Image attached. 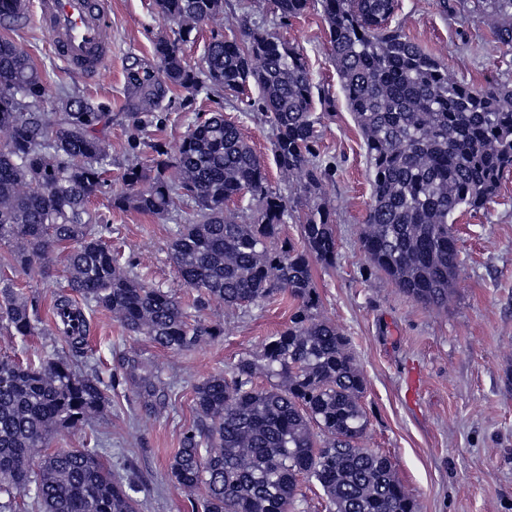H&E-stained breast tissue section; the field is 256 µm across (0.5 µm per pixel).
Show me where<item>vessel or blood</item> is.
I'll list each match as a JSON object with an SVG mask.
<instances>
[{
	"mask_svg": "<svg viewBox=\"0 0 512 512\" xmlns=\"http://www.w3.org/2000/svg\"><path fill=\"white\" fill-rule=\"evenodd\" d=\"M111 10V0H0V28L15 32L38 23L67 68L92 81L112 52Z\"/></svg>",
	"mask_w": 512,
	"mask_h": 512,
	"instance_id": "vessel-or-blood-1",
	"label": "vessel or blood"
}]
</instances>
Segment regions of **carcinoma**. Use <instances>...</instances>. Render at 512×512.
<instances>
[{
  "mask_svg": "<svg viewBox=\"0 0 512 512\" xmlns=\"http://www.w3.org/2000/svg\"><path fill=\"white\" fill-rule=\"evenodd\" d=\"M279 22L319 7L347 109L359 127L371 176L362 248L378 270L416 302L448 304L461 267L449 225L485 208L512 171V81L457 80L448 66L388 24L397 0H273ZM495 43L512 50V0H470ZM172 24L153 43L155 66L132 67L141 111L173 89L188 99L220 90L260 112L273 131L289 193L271 187L266 164L222 110L195 120L172 152L159 149L146 171L132 163L112 207L161 218L170 256L196 291L201 315L214 303L247 307L274 295L293 301L288 327L258 357L194 388L197 416L170 464L176 486L201 512H298L301 481L319 485L327 512H417L390 459L361 445L369 419L349 343L317 315L313 264H336L335 213L325 202L334 166L316 150L322 115L335 108L313 82L304 54L280 38L244 0H155ZM212 33L203 66L183 46L200 26ZM54 103L56 111H45ZM112 113L43 73L11 38L0 37V244L7 265L52 276L63 259L67 289L51 314L62 353L38 363L0 362V512L15 494L33 512H136V486L123 483L96 450L48 451L55 432L103 413L112 382L77 371L91 315L103 308L132 336L175 351L224 336L216 321L193 319L170 290L123 263L102 238L90 199L107 186ZM300 224L303 242L274 245L281 226ZM0 319L33 336L38 301L0 279Z\"/></svg>",
  "mask_w": 512,
  "mask_h": 512,
  "instance_id": "carcinoma-1",
  "label": "carcinoma"
}]
</instances>
